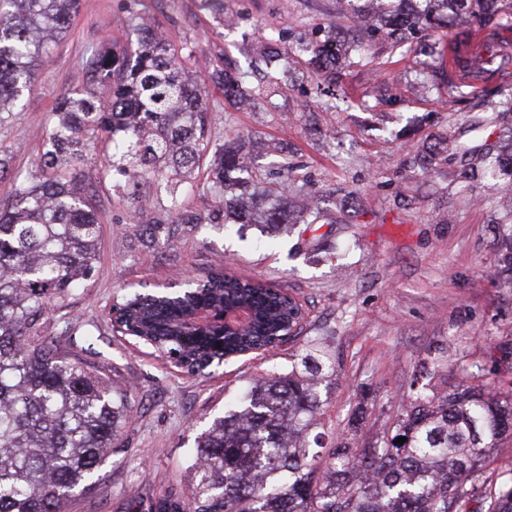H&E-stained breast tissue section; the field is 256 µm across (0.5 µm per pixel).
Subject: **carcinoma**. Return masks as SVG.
Masks as SVG:
<instances>
[{"label":"carcinoma","instance_id":"cac0c4a2","mask_svg":"<svg viewBox=\"0 0 512 512\" xmlns=\"http://www.w3.org/2000/svg\"><path fill=\"white\" fill-rule=\"evenodd\" d=\"M393 33L423 22H445L497 0H369ZM80 0H0V114L16 111L34 84L37 68L78 13ZM367 35L378 27L370 9L353 14ZM137 46L121 54L100 51L87 62L92 84L62 96L34 170L12 168L0 146V182L8 204L0 207V512H65L76 492L95 483L132 419L130 392L109 384L92 366L38 336L52 303L96 271L99 217L92 185L79 186L71 168L106 134L114 152L98 168L134 213L139 188L154 183L169 193L167 220L139 221L136 235L154 244L175 237L188 184L219 200L218 218L240 229L292 231L323 220L306 190L295 187L284 159L277 180L248 190L238 152L211 132L209 105L185 72L176 49L134 26ZM210 80L224 94L243 95L216 66ZM205 169L206 182L192 173ZM308 198L288 209L289 193ZM501 261L512 272V228L499 234ZM232 299L261 318L239 336L180 329L198 307ZM125 328L164 355L177 353L182 370L201 372L212 358L266 352L299 311L292 295L258 279H241L221 266L179 286L165 300L134 291L116 300ZM299 327L291 341L303 340ZM305 341V340H303ZM306 351L285 373L252 381L235 404L214 417L196 440L191 494L167 492L125 500V512H462L479 490L490 451L512 436V390L458 385L437 396L423 369L410 383L409 406L395 433L353 453L313 448L321 392L335 373L330 351L305 341ZM399 437L403 443H395ZM486 512H512V486L484 489Z\"/></svg>","mask_w":512,"mask_h":512}]
</instances>
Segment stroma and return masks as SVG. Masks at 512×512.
<instances>
[{"mask_svg":"<svg viewBox=\"0 0 512 512\" xmlns=\"http://www.w3.org/2000/svg\"><path fill=\"white\" fill-rule=\"evenodd\" d=\"M164 38L200 83L216 135L241 134L254 183L288 157L324 209L345 214L334 238L350 246L344 259L292 256L294 239L252 228L245 235L209 225L214 200L186 195L198 219L172 244L152 247L133 236L131 209L94 167L100 213L95 277L51 308L41 336L62 348L82 346L74 325L94 331L90 362L114 387L130 389L132 422L100 479L68 512H120L132 492L188 493L196 437L253 377L287 369L298 343L273 355L242 359L191 376L113 331L110 307L124 287L168 283L216 260L237 273L287 286L303 304L307 338L325 341L336 375L322 393L317 427L325 447L366 448L395 432L412 374L435 363L430 383L512 389V288L502 266L495 225H512L505 180L490 178L479 158L505 138L493 118L512 113V75L482 88L457 80L443 61L448 38L474 26L494 28L512 12L457 16L450 28L419 26L405 38L380 29L361 51L358 33L337 0H81L69 31L37 69L23 108L0 123V145L12 147L15 169H34L58 99L89 86L87 61L133 41L132 20ZM289 31L288 63L251 70L254 55ZM339 53L336 70L311 65L301 42ZM230 63L248 103L233 104L206 80L218 60Z\"/></svg>","mask_w":512,"mask_h":512,"instance_id":"stroma-1","label":"stroma"}]
</instances>
